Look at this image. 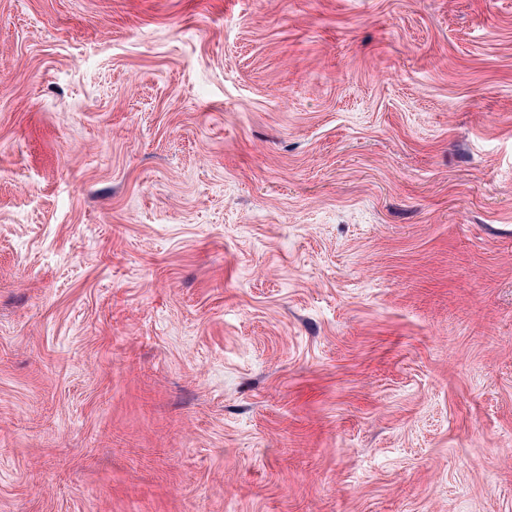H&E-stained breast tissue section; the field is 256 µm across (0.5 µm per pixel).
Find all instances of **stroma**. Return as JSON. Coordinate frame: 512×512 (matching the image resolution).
Masks as SVG:
<instances>
[{
	"label": "stroma",
	"instance_id": "35a3bbf8",
	"mask_svg": "<svg viewBox=\"0 0 512 512\" xmlns=\"http://www.w3.org/2000/svg\"><path fill=\"white\" fill-rule=\"evenodd\" d=\"M0 512H512V0H0Z\"/></svg>",
	"mask_w": 512,
	"mask_h": 512
}]
</instances>
